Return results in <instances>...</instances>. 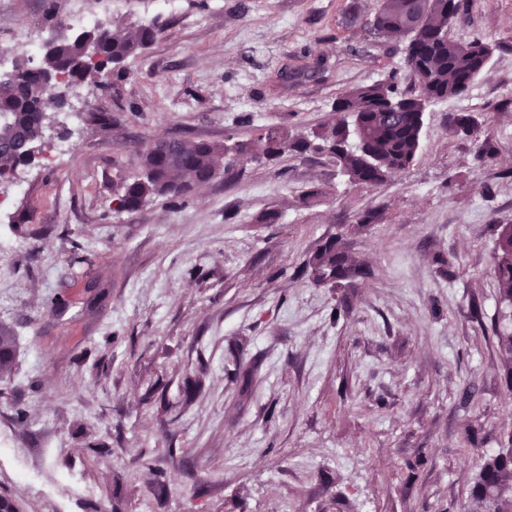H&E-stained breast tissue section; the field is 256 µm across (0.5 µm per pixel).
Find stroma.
I'll return each instance as SVG.
<instances>
[{
	"label": "stroma",
	"mask_w": 512,
	"mask_h": 512,
	"mask_svg": "<svg viewBox=\"0 0 512 512\" xmlns=\"http://www.w3.org/2000/svg\"><path fill=\"white\" fill-rule=\"evenodd\" d=\"M378 5L182 0L122 75L80 86L78 123L48 111L32 160L0 180L15 338L0 495L20 512H469L512 428L494 332L512 309L493 272L512 224V0H467L452 37L496 50L466 94L429 104L414 163L388 182L286 155L112 205L155 139L307 134L401 67ZM66 9L0 0V50L28 61L34 21L72 38ZM301 59L320 73L284 81ZM454 112L476 116L494 159L476 160ZM335 236L363 272L314 284L305 264Z\"/></svg>",
	"instance_id": "35a3bbf8"
}]
</instances>
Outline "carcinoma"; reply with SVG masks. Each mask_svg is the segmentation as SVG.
I'll list each match as a JSON object with an SVG mask.
<instances>
[{
    "mask_svg": "<svg viewBox=\"0 0 512 512\" xmlns=\"http://www.w3.org/2000/svg\"><path fill=\"white\" fill-rule=\"evenodd\" d=\"M461 8V0H380L381 27L377 31L407 40L403 68L409 85L402 86L398 73L392 72L343 94L336 99L334 112L353 114L351 121L338 117L310 135L261 129L243 165L261 158L315 152L333 159L350 182L368 185L383 184L393 172L408 168L420 148L422 103L431 95L438 100L463 95L482 73L481 63H489L493 54L487 43L462 44L451 36L437 39L438 34L451 31ZM163 30L156 21L125 27L119 37L107 29L86 30L48 46L37 66L17 64L0 75V114L7 118V125L0 128V143L37 134L45 114L67 104L66 96L56 93L59 82L46 87L44 76L62 74L64 83L76 87L89 79H104L111 69L154 43ZM392 102L402 103L403 110L386 111ZM449 125L466 138L479 132L478 120L470 113L451 114ZM355 127L360 128L362 138H351ZM224 153L221 144L183 137L172 138L164 155L144 151L139 167L152 170L153 177L137 174L123 180L112 199L114 209L133 212L157 196L178 197L188 187L213 181L221 174ZM26 160L22 150L0 151V178ZM307 268L318 285L339 283L361 272L339 237L321 244L310 256ZM494 272L500 299L512 305V224L503 225L498 232ZM496 338L503 371L512 386V331H498ZM14 345L15 338L0 331V377L12 370ZM505 487H512V432L498 453L485 460L475 478L471 492L475 512H484L488 492Z\"/></svg>",
    "mask_w": 512,
    "mask_h": 512,
    "instance_id": "1",
    "label": "carcinoma"
}]
</instances>
